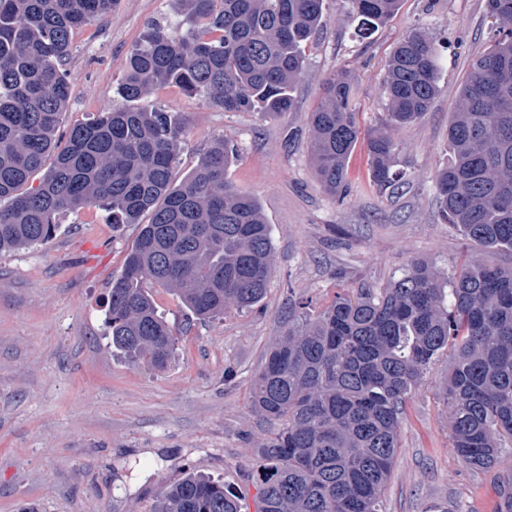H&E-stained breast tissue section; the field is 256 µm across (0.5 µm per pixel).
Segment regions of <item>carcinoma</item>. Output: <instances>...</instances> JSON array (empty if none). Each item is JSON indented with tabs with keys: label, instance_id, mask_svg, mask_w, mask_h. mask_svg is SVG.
Returning a JSON list of instances; mask_svg holds the SVG:
<instances>
[{
	"label": "carcinoma",
	"instance_id": "carcinoma-1",
	"mask_svg": "<svg viewBox=\"0 0 512 512\" xmlns=\"http://www.w3.org/2000/svg\"><path fill=\"white\" fill-rule=\"evenodd\" d=\"M116 2L0 0V252L48 242L60 216L94 204L114 224L138 225L104 325L112 348L162 370L179 337L150 286L177 295L196 319H221L264 298L273 246L258 202L228 180L234 143L215 141L175 185L183 123L145 100L173 85L226 112L292 111L327 0H178L183 21L149 25L129 55L122 102L62 143L73 34ZM349 2L366 38L401 0ZM486 10L493 35L460 86L448 163L433 184L444 223L485 248L512 250V0H486ZM441 71L425 31L393 48L386 120L366 142L377 187L405 183L396 133L429 111ZM310 124L315 178L340 201L361 136L347 71L325 83ZM444 356L450 447L467 467L490 469L512 445V267L472 258L448 277L414 259L386 287L343 290L302 315L251 383L253 411L278 423L254 449L255 512H384L406 403ZM155 512L242 506L225 482L188 475L162 483Z\"/></svg>",
	"mask_w": 512,
	"mask_h": 512
}]
</instances>
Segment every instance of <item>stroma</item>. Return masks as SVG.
<instances>
[{
    "label": "stroma",
    "mask_w": 512,
    "mask_h": 512,
    "mask_svg": "<svg viewBox=\"0 0 512 512\" xmlns=\"http://www.w3.org/2000/svg\"><path fill=\"white\" fill-rule=\"evenodd\" d=\"M348 11L347 0H328L293 111L227 112L175 86L148 97L185 123L176 178L215 140L237 146L228 179L257 200L273 241V274L251 310L190 322L175 294L153 288L158 310L181 331L170 364L154 371L105 336L109 289L135 225L90 206L62 216L50 243L0 253V512H153L161 483L189 474L224 480L243 512H255L250 463L272 426L250 407L251 382L296 325L300 300L318 312L341 289L385 287L415 258L447 276L475 255L512 267V251L483 248L443 223L432 182L448 160L459 88L491 34L485 0H402L368 40ZM180 20L177 0H117L108 17L76 30L60 135L118 102L127 59L149 23ZM416 28L435 38L444 68L429 112L398 134L395 161L408 179L393 191L377 189L360 146L349 168L351 194L336 203L313 174L309 114L325 81L345 69L362 132L380 127L386 60ZM447 375V362L434 366L406 404L386 512H495L503 484L512 482V448L484 471L451 452L441 400Z\"/></svg>",
    "instance_id": "35a3bbf8"
}]
</instances>
